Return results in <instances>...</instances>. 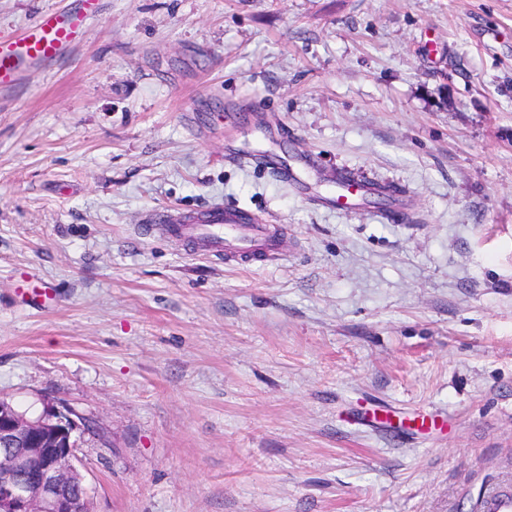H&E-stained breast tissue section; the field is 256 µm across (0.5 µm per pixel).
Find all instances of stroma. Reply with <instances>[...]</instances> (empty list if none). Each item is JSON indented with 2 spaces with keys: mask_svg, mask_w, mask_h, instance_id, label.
I'll return each instance as SVG.
<instances>
[{
  "mask_svg": "<svg viewBox=\"0 0 512 512\" xmlns=\"http://www.w3.org/2000/svg\"><path fill=\"white\" fill-rule=\"evenodd\" d=\"M74 3L0 0V39ZM341 176L399 193L339 211ZM214 204L287 226L279 261L142 232ZM0 395L96 421L94 512H480L512 484V0H98L0 86ZM15 292L23 301L31 303L35 308L49 310L53 306L54 297L49 288H40L33 276L22 277Z\"/></svg>",
  "mask_w": 512,
  "mask_h": 512,
  "instance_id": "35a3bbf8",
  "label": "stroma"
}]
</instances>
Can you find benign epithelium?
<instances>
[{
	"instance_id": "obj_1",
	"label": "benign epithelium",
	"mask_w": 512,
	"mask_h": 512,
	"mask_svg": "<svg viewBox=\"0 0 512 512\" xmlns=\"http://www.w3.org/2000/svg\"><path fill=\"white\" fill-rule=\"evenodd\" d=\"M92 429L53 399L29 416L0 396V512H92L78 457Z\"/></svg>"
}]
</instances>
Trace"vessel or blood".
<instances>
[{"mask_svg":"<svg viewBox=\"0 0 512 512\" xmlns=\"http://www.w3.org/2000/svg\"><path fill=\"white\" fill-rule=\"evenodd\" d=\"M95 9V0H84L79 11L47 13L14 40L0 42V85L19 80L30 65L56 58L74 41ZM154 221L160 233L190 243H204L217 258L237 263L269 265L280 258L278 241L266 225L246 221L239 213L216 208L203 215L162 213ZM15 292L41 310L51 309L50 289L39 287L34 277L18 282Z\"/></svg>","mask_w":512,"mask_h":512,"instance_id":"1","label":"vessel or blood"}]
</instances>
